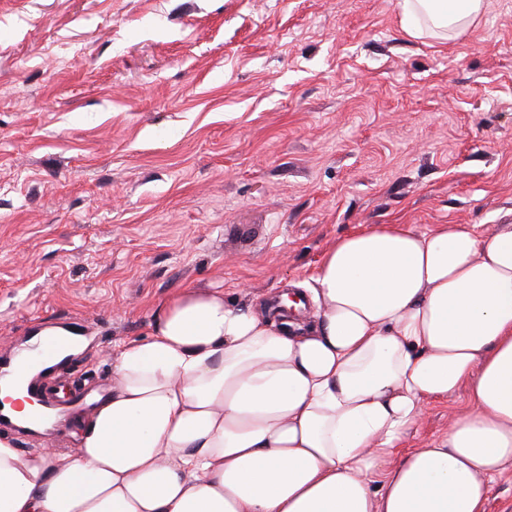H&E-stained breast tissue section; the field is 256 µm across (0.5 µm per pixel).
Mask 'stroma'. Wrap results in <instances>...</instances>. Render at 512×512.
Instances as JSON below:
<instances>
[{
  "label": "stroma",
  "instance_id": "obj_1",
  "mask_svg": "<svg viewBox=\"0 0 512 512\" xmlns=\"http://www.w3.org/2000/svg\"><path fill=\"white\" fill-rule=\"evenodd\" d=\"M381 224H512V0L446 41L399 0H0V350L86 335L50 392L109 390L180 291L273 300Z\"/></svg>",
  "mask_w": 512,
  "mask_h": 512
}]
</instances>
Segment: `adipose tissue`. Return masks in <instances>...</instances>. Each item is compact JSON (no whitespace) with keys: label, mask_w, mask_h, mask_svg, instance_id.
<instances>
[{"label":"adipose tissue","mask_w":512,"mask_h":512,"mask_svg":"<svg viewBox=\"0 0 512 512\" xmlns=\"http://www.w3.org/2000/svg\"><path fill=\"white\" fill-rule=\"evenodd\" d=\"M439 37L484 0H402ZM314 323L223 292L169 299L125 344L77 448L0 435V512H484L512 466V225L399 224L336 239ZM467 407L402 450L425 402Z\"/></svg>","instance_id":"adipose-tissue-1"}]
</instances>
